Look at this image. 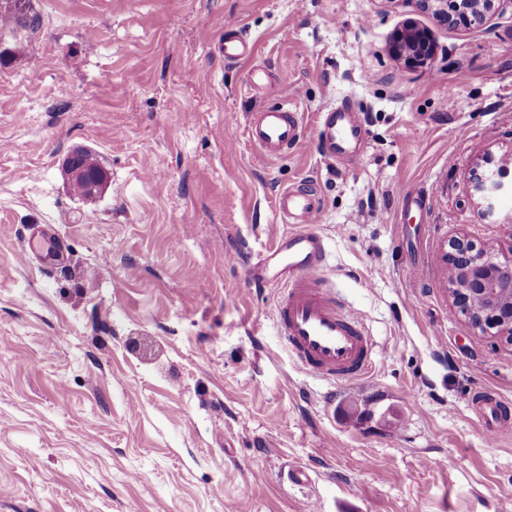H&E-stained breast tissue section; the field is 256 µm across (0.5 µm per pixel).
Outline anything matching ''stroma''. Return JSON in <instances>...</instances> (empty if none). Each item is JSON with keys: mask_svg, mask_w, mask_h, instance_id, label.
<instances>
[{"mask_svg": "<svg viewBox=\"0 0 512 512\" xmlns=\"http://www.w3.org/2000/svg\"><path fill=\"white\" fill-rule=\"evenodd\" d=\"M39 29L0 36V512H500L512 346L451 309L414 265L451 239L512 249L472 170L512 151V12L448 28L413 0H31ZM431 64L390 49L406 21ZM234 37L250 57L224 60ZM302 88L303 140L266 163L252 114ZM358 112L348 160L323 113ZM92 149L94 206L63 161ZM315 194L324 276L375 345L373 372L304 370L254 280L286 227L276 193ZM420 197L424 207L405 206ZM52 226L64 259L21 258ZM311 479L284 483L290 466ZM474 400L478 405L481 417L487 424V437L494 440L505 430L512 426L511 415L501 408V402L495 395L487 392L478 393Z\"/></svg>", "mask_w": 512, "mask_h": 512, "instance_id": "35a3bbf8", "label": "stroma"}]
</instances>
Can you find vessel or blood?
<instances>
[{"label": "vessel or blood", "instance_id": "vessel-or-blood-1", "mask_svg": "<svg viewBox=\"0 0 512 512\" xmlns=\"http://www.w3.org/2000/svg\"><path fill=\"white\" fill-rule=\"evenodd\" d=\"M303 133V115L285 97L253 114L246 125L247 140L269 161L278 160ZM363 134L357 113L348 109L324 113L320 120V135L333 154L349 153ZM274 207L289 230L258 259L255 277L258 282L281 286L270 317L284 347L307 371L334 380L368 374L374 367V343L357 315L348 311L323 281L326 249L323 238L312 229L320 220V210L311 191L300 186L282 189ZM28 246L39 253L45 265L62 260L61 248L49 228L33 229ZM474 400L487 424L488 439H496L512 427V414L502 410L495 395L483 392Z\"/></svg>", "mask_w": 512, "mask_h": 512}]
</instances>
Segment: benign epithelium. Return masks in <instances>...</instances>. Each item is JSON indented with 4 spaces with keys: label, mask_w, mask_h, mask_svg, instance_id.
Returning a JSON list of instances; mask_svg holds the SVG:
<instances>
[{
    "label": "benign epithelium",
    "mask_w": 512,
    "mask_h": 512,
    "mask_svg": "<svg viewBox=\"0 0 512 512\" xmlns=\"http://www.w3.org/2000/svg\"><path fill=\"white\" fill-rule=\"evenodd\" d=\"M432 14L441 25L478 26L496 11L512 8V0H413ZM395 50L410 61L425 63L431 49L427 33L408 24L396 36ZM70 181H81L95 192L98 179L88 175L69 155L64 162ZM512 155L484 160L482 172L474 175L473 191L484 216H497L503 197L512 195ZM448 293L454 309L467 315L474 332L482 336L504 337L512 343V255L500 256L491 247L478 246L465 238L449 244Z\"/></svg>",
    "instance_id": "1"
}]
</instances>
